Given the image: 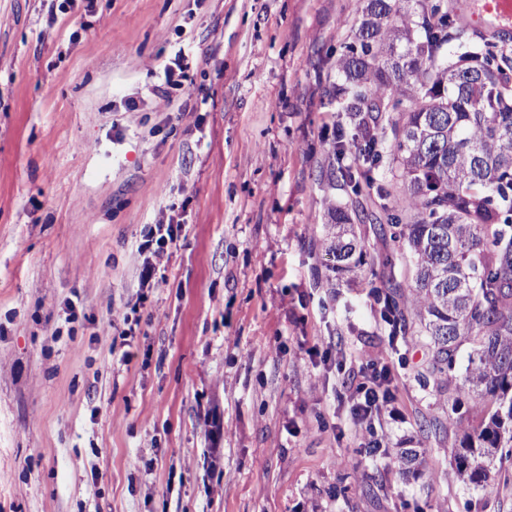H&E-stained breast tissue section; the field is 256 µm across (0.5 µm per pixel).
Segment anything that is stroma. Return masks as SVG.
<instances>
[{
    "label": "stroma",
    "mask_w": 512,
    "mask_h": 512,
    "mask_svg": "<svg viewBox=\"0 0 512 512\" xmlns=\"http://www.w3.org/2000/svg\"><path fill=\"white\" fill-rule=\"evenodd\" d=\"M355 6L0 0V512H512L455 472L483 401L423 428L457 393L381 318L370 225L351 274L323 245L326 51ZM162 217L181 235L126 339ZM379 359L393 401L354 428L336 392ZM375 438L423 454L402 473ZM147 299L148 295L142 292L134 303L128 302L126 304L125 309H129L130 312L122 313V322L125 328L120 332V336H134L141 323V316L138 314L140 307L144 306Z\"/></svg>",
    "instance_id": "stroma-1"
}]
</instances>
